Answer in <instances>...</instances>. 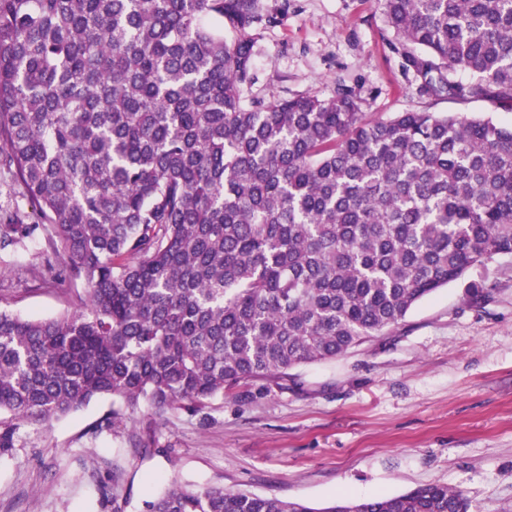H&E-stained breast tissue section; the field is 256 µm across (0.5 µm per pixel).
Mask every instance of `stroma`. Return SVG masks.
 I'll return each mask as SVG.
<instances>
[{"label": "stroma", "instance_id": "1", "mask_svg": "<svg viewBox=\"0 0 512 512\" xmlns=\"http://www.w3.org/2000/svg\"><path fill=\"white\" fill-rule=\"evenodd\" d=\"M257 10L250 96L328 98L345 86L373 118L489 114L512 125V112L487 101L420 96L382 0H257ZM41 247L34 240L0 251V296L26 318L67 308L66 284L50 273L27 287L23 272ZM472 284L490 289L487 302L472 301ZM111 408L99 399L22 430L0 460V512H141L173 482L316 508L440 482L463 490L473 512H512V255L471 267L398 328L294 369L283 387L235 390L196 415L143 404L118 431L91 435ZM150 414L155 444L134 447L130 435Z\"/></svg>", "mask_w": 512, "mask_h": 512}]
</instances>
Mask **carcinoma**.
<instances>
[{
  "instance_id": "cac0c4a2",
  "label": "carcinoma",
  "mask_w": 512,
  "mask_h": 512,
  "mask_svg": "<svg viewBox=\"0 0 512 512\" xmlns=\"http://www.w3.org/2000/svg\"><path fill=\"white\" fill-rule=\"evenodd\" d=\"M383 8L421 94L512 112V0ZM260 22L256 0H0V164L46 220L1 217L0 250L39 236L42 267L82 285L52 318L0 308V459L101 398L95 433L143 402L281 388L512 254V127L370 120L347 88L264 103L244 90ZM144 505L471 512L444 483L324 508L173 484Z\"/></svg>"
}]
</instances>
